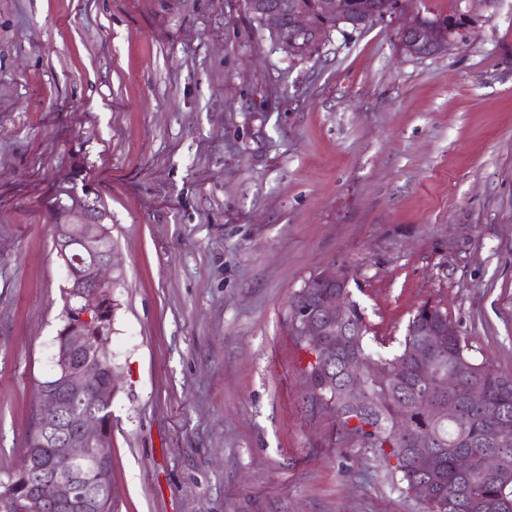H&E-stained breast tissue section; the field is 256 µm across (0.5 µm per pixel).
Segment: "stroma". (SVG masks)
<instances>
[{"mask_svg": "<svg viewBox=\"0 0 512 512\" xmlns=\"http://www.w3.org/2000/svg\"><path fill=\"white\" fill-rule=\"evenodd\" d=\"M404 0L286 57L244 0H0V481L55 369L68 270L46 202L111 216L112 512H423L312 405L288 303L347 276L393 351L442 308L512 374V0L406 54Z\"/></svg>", "mask_w": 512, "mask_h": 512, "instance_id": "obj_1", "label": "stroma"}]
</instances>
